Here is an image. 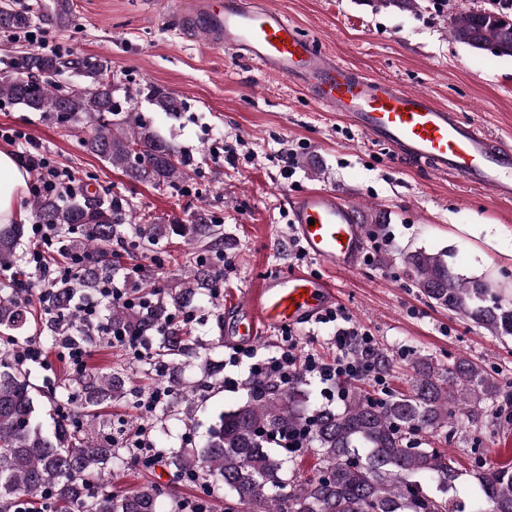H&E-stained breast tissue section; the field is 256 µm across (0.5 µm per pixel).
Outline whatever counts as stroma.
Masks as SVG:
<instances>
[{"mask_svg":"<svg viewBox=\"0 0 512 512\" xmlns=\"http://www.w3.org/2000/svg\"><path fill=\"white\" fill-rule=\"evenodd\" d=\"M269 2L327 54L364 75L427 92L486 134L512 145V57L470 48L450 33L453 14L485 0H449L440 10L434 0H419L413 12L378 6L377 0ZM4 7L12 13L26 10L28 20L46 28L50 39L72 55L108 59L120 109L139 112L161 138L193 157L185 185L136 182L84 151L81 126L60 125L15 105L0 106V126L30 134L60 167L75 173L79 184L122 198L160 224H187L203 213L220 225L222 241L216 247L190 244L174 233L152 252H120L122 267L141 269L129 283L138 293L152 284L177 287L186 262L223 253L226 269L218 294L190 306L193 336L206 341L218 336L220 319L246 304L266 276L301 270L328 280L352 323L374 336L388 354L391 389H407L420 355L444 365L465 356L512 381V336H494L464 314L433 304L417 288L405 262L419 250L442 254L458 276L483 277L512 300V265H503L499 250L464 231L471 224H496L505 233L503 246L512 247V203L396 161L386 146L352 131L348 122L319 108L287 80L213 50L205 39L185 38L147 0H72L62 25L48 17L42 0H0V9ZM158 92L181 100V110L154 111L151 98ZM217 141L235 148V161H212L209 148ZM291 148L297 151L296 168L287 179L279 156ZM320 188L345 194L362 211L366 245L377 250L373 263L339 272L310 256L296 259L289 202ZM293 331L299 356L335 358V324L313 321ZM86 366L118 370L128 386L145 395L169 385L166 374L146 373L141 361L113 348L103 336L90 348ZM245 379L243 368L226 365L219 378L198 391L189 426L165 408L148 412L126 399L105 406L102 414L130 432L148 425L154 445L169 448L179 445L188 429L202 438L220 412L246 402ZM425 440L459 461V476L448 494L454 507L468 503L478 460L512 467V426L480 436L462 427L454 441L435 433ZM467 440L476 441V454H462Z\"/></svg>","mask_w":512,"mask_h":512,"instance_id":"stroma-1","label":"stroma"}]
</instances>
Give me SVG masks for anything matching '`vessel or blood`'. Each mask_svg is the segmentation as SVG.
Returning <instances> with one entry per match:
<instances>
[{
	"label": "vessel or blood",
	"instance_id": "vessel-or-blood-1",
	"mask_svg": "<svg viewBox=\"0 0 512 512\" xmlns=\"http://www.w3.org/2000/svg\"><path fill=\"white\" fill-rule=\"evenodd\" d=\"M184 35L284 78L319 107L343 115L370 140L388 145L398 161L457 178L512 202V147L489 138L427 93L373 79L323 52L267 0H156ZM294 236L308 254L338 269L356 268L365 250L362 217L333 189L306 191L289 202ZM336 302L320 277L290 271L265 278L239 308L231 333L250 341L262 329L318 319Z\"/></svg>",
	"mask_w": 512,
	"mask_h": 512
}]
</instances>
